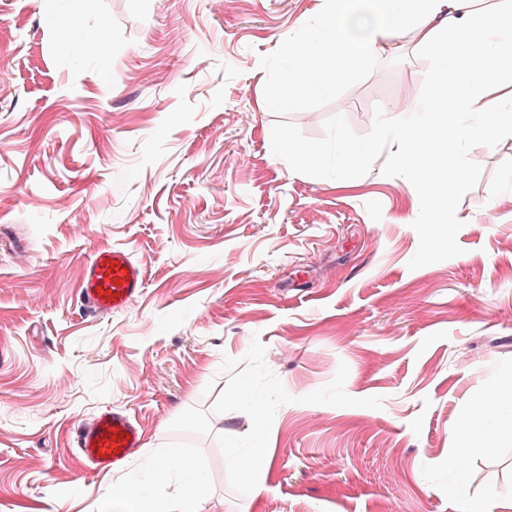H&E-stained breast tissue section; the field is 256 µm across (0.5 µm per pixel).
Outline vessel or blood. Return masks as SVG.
Segmentation results:
<instances>
[{
    "label": "vessel or blood",
    "instance_id": "obj_1",
    "mask_svg": "<svg viewBox=\"0 0 512 512\" xmlns=\"http://www.w3.org/2000/svg\"><path fill=\"white\" fill-rule=\"evenodd\" d=\"M145 287L142 267L131 253L103 244L84 269L79 302L94 317H110L127 310ZM73 446L89 470L116 469L142 448L143 430L126 410L113 409L79 422Z\"/></svg>",
    "mask_w": 512,
    "mask_h": 512
}]
</instances>
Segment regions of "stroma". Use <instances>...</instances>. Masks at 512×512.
I'll return each mask as SVG.
<instances>
[{"mask_svg": "<svg viewBox=\"0 0 512 512\" xmlns=\"http://www.w3.org/2000/svg\"><path fill=\"white\" fill-rule=\"evenodd\" d=\"M326 7L0 0V512H97L136 466L89 472L71 435L117 407L144 453L207 476L206 512H512L511 432L465 479L449 464L512 376V137L468 142L437 224L378 132L404 85L427 98L414 32L334 94L267 108ZM275 132L320 164L272 156ZM341 132L371 147L360 168ZM105 243L146 288L98 319L78 289ZM258 445L269 464L245 477L232 456ZM338 139L340 141V159L345 161L348 166L358 168L369 154L370 149L347 140L342 132L338 133Z\"/></svg>", "mask_w": 512, "mask_h": 512, "instance_id": "35a3bbf8", "label": "stroma"}]
</instances>
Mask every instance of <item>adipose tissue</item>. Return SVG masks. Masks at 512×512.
Here are the masks:
<instances>
[{"label": "adipose tissue", "instance_id": "adipose-tissue-1", "mask_svg": "<svg viewBox=\"0 0 512 512\" xmlns=\"http://www.w3.org/2000/svg\"><path fill=\"white\" fill-rule=\"evenodd\" d=\"M408 28L423 40L440 30L447 34L434 46L425 116L412 121L415 89L407 85L384 107L379 128L382 139L398 144L392 164L405 167L423 187L429 211L444 212L455 181L473 166L464 142L479 139L491 147L512 134V97L493 107L485 102L491 84H512V0H494L488 8L479 0H327L322 23L300 26L287 46L278 78L303 95H329ZM505 408L512 409V376L490 387L482 408L463 424L460 439L468 453L489 452L484 419ZM171 480L164 461H149L144 477L113 486L99 512H201L208 497L193 461L183 464L176 501L149 497V487Z\"/></svg>", "mask_w": 512, "mask_h": 512}]
</instances>
